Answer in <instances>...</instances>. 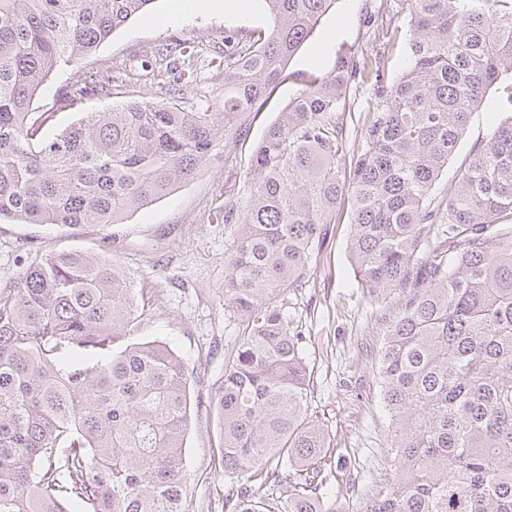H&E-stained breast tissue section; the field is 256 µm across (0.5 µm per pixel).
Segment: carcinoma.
Wrapping results in <instances>:
<instances>
[{"instance_id":"obj_1","label":"carcinoma","mask_w":512,"mask_h":512,"mask_svg":"<svg viewBox=\"0 0 512 512\" xmlns=\"http://www.w3.org/2000/svg\"><path fill=\"white\" fill-rule=\"evenodd\" d=\"M337 0H265L269 32L224 50L221 111L169 101L92 112L47 136L33 107L61 65L92 54L154 0H0V220L116 224L192 181L239 117L258 112ZM383 52H344L302 80L258 143L225 256L224 305L245 324L208 396L226 512H336L319 493L330 448L307 416L302 337L278 298L298 287L336 211L371 295L403 289L378 354L396 477L367 512H512V83L501 117L437 198L473 112L512 71V0H398ZM406 44V66L387 80ZM159 53L174 83L189 82ZM92 73L59 94L104 91ZM367 113L361 148L339 114ZM133 281L91 251L27 253L0 290V512H194L190 376L162 342L130 341ZM286 494L264 497V469Z\"/></svg>"}]
</instances>
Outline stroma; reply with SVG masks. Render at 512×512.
<instances>
[{
	"label": "stroma",
	"instance_id": "obj_1",
	"mask_svg": "<svg viewBox=\"0 0 512 512\" xmlns=\"http://www.w3.org/2000/svg\"><path fill=\"white\" fill-rule=\"evenodd\" d=\"M385 0H338L302 45L261 111L243 117V132L229 150H215L195 179L173 193L107 227L77 229L36 224L0 223V289L23 274L22 257L35 250H93L116 260L140 289L146 313L133 331L141 341H162L181 358L193 378L191 427L185 448L188 492L198 512H224L229 477L214 464L218 445L216 417L206 397L224 374V355L242 327L224 309V258L238 232L224 223L226 199L244 201L246 175L253 151L266 128L300 87L306 74H324L340 49L374 50L364 38L372 15L386 11ZM166 26H156V19ZM268 25L263 0H244L233 12L216 9L182 16L179 0H156L150 16L130 18L113 32L95 55L78 66H60L41 87L38 110L55 114L62 128L128 102L150 99L154 91L125 79V68L154 66L172 42L200 51L209 62L200 82L177 85L173 102L196 111L217 105L224 96V38L239 27ZM100 70L112 76L109 91L82 103L64 106L57 98L75 80L76 71ZM498 89H490L448 171L436 186L442 195L468 159L471 145L486 138L495 124ZM350 233L347 212L316 250L301 287L287 293L283 310L298 324L310 373L307 410L330 434L328 491L338 512H366L374 493L391 482L394 471L388 449L390 415L380 393L377 352L387 324L396 314L402 292L373 296L360 288L346 250Z\"/></svg>",
	"mask_w": 512,
	"mask_h": 512
}]
</instances>
